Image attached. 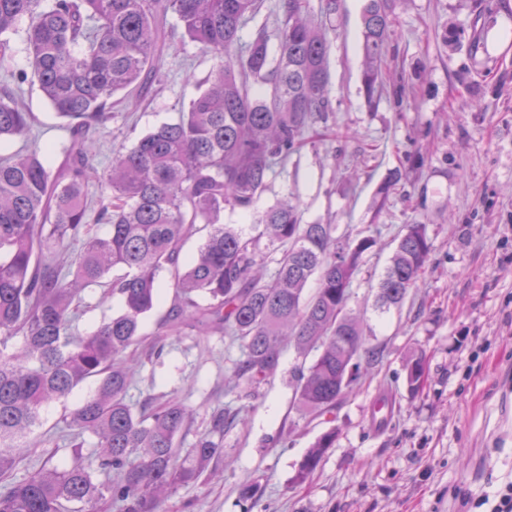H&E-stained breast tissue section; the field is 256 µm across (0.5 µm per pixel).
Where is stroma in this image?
Returning <instances> with one entry per match:
<instances>
[{"label":"stroma","instance_id":"1","mask_svg":"<svg viewBox=\"0 0 512 512\" xmlns=\"http://www.w3.org/2000/svg\"><path fill=\"white\" fill-rule=\"evenodd\" d=\"M363 6L340 0L332 110L269 175L259 204L287 197L299 202L303 223L335 225L344 241L375 238L349 306L382 356L331 423L294 407L299 360L291 347L255 398L241 402L224 391L237 345L219 331L163 332L175 297L163 276L129 404L182 399L190 413L178 438L185 453L209 431L216 405L249 409L246 425L224 430L219 476L179 487L164 512H461L463 501L512 482V0H396L388 77L371 100L362 83ZM14 50L0 84H11L33 114L29 146L69 143L37 86L12 83V70L26 64L23 42ZM212 65L191 44L166 50L138 109L113 108L95 137L94 162L106 165L120 147L176 118ZM411 224L425 225L432 242L425 271L400 307L379 310L380 279ZM414 352L426 359L415 393L405 370ZM381 398L391 413L375 426L371 408ZM331 428L334 447L297 482L308 450ZM252 483L257 493L242 496Z\"/></svg>","mask_w":512,"mask_h":512}]
</instances>
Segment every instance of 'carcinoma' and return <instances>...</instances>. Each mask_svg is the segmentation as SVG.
I'll use <instances>...</instances> for the list:
<instances>
[{"label":"carcinoma","mask_w":512,"mask_h":512,"mask_svg":"<svg viewBox=\"0 0 512 512\" xmlns=\"http://www.w3.org/2000/svg\"><path fill=\"white\" fill-rule=\"evenodd\" d=\"M394 4L365 0L362 10V81L370 98L385 79ZM264 7L265 0H0V63L13 55L11 36L23 34L27 66L12 77L38 86L71 134L56 168L50 147L0 156L1 478L25 457L44 405L98 379L65 420L72 466L43 467L4 486L0 512H161L168 494L222 459L224 409L212 412L210 431L183 459L176 437L188 420L184 404L174 398L158 405L149 396L136 413L126 401L128 350L166 274L177 302L163 326L190 322L202 336L220 329L240 342L229 392L273 376L286 346L304 358L315 351L294 374V404L325 417L359 379L361 358H378L348 309L353 276L374 239L341 247L336 225L303 224L298 205L280 200L256 220L279 251L267 278L258 240L221 222L227 208L251 219L269 174L332 111L338 0H319L316 11L309 0H274L275 34L264 22L244 39ZM174 38L212 55L210 74L177 118L97 166L89 133L107 128L118 95L140 100ZM31 126V113L0 87V145L27 136ZM92 185L99 189L94 203ZM97 224L108 231L98 233ZM195 235L202 239L197 252L180 261ZM430 251L425 225H408L379 283L380 306L403 302ZM313 279L318 287L310 293ZM87 288L119 296L122 310L76 336ZM18 335L23 346L7 350V339ZM405 370L413 392L425 375L423 355L411 354ZM87 435L96 438L94 468L80 452ZM335 440L334 428L318 438L298 480L317 469Z\"/></svg>","instance_id":"1"}]
</instances>
